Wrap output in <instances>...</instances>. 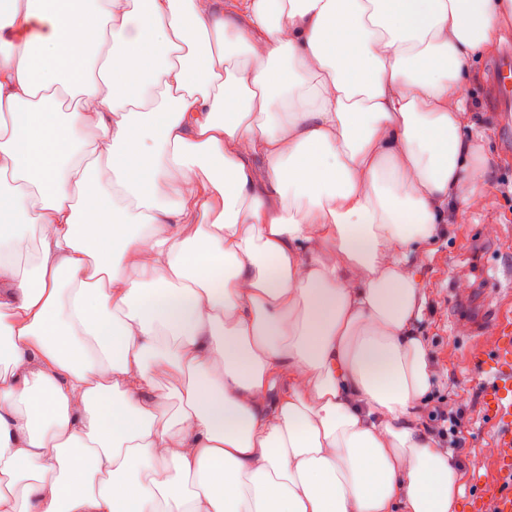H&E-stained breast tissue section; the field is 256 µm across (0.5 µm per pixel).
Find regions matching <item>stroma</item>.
Masks as SVG:
<instances>
[{
    "label": "stroma",
    "mask_w": 512,
    "mask_h": 512,
    "mask_svg": "<svg viewBox=\"0 0 512 512\" xmlns=\"http://www.w3.org/2000/svg\"><path fill=\"white\" fill-rule=\"evenodd\" d=\"M496 55L486 56L477 83L467 96L480 134L477 170L485 184L483 200L451 215L445 233L418 262V279L427 304L416 331L425 340L437 376L432 399L442 400L458 415L459 447L453 453L468 475L462 512H472L477 478H491L495 455L482 420L479 373L473 366L475 349L491 338V323L475 325L462 304L487 302L497 312L512 315V296L500 289L495 269L512 262V114L499 111L497 89L491 81Z\"/></svg>",
    "instance_id": "stroma-1"
}]
</instances>
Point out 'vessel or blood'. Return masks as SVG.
<instances>
[{
	"label": "vessel or blood",
	"mask_w": 512,
	"mask_h": 512,
	"mask_svg": "<svg viewBox=\"0 0 512 512\" xmlns=\"http://www.w3.org/2000/svg\"><path fill=\"white\" fill-rule=\"evenodd\" d=\"M502 111L512 112V45L492 71ZM483 415L497 450L493 479L477 485L475 512H512V318H500L494 343L479 352Z\"/></svg>",
	"instance_id": "b4317fda"
}]
</instances>
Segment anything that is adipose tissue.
Returning <instances> with one entry per match:
<instances>
[{
  "label": "adipose tissue",
  "instance_id": "obj_1",
  "mask_svg": "<svg viewBox=\"0 0 512 512\" xmlns=\"http://www.w3.org/2000/svg\"><path fill=\"white\" fill-rule=\"evenodd\" d=\"M6 2L0 512H459L410 256L482 195L512 0Z\"/></svg>",
  "mask_w": 512,
  "mask_h": 512
}]
</instances>
